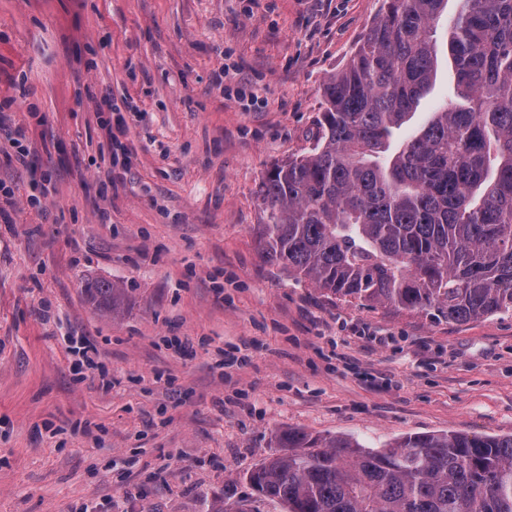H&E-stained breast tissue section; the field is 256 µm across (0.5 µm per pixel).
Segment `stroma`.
Returning <instances> with one entry per match:
<instances>
[{"label":"stroma","mask_w":512,"mask_h":512,"mask_svg":"<svg viewBox=\"0 0 512 512\" xmlns=\"http://www.w3.org/2000/svg\"><path fill=\"white\" fill-rule=\"evenodd\" d=\"M380 5L0 0V111L29 136L26 162L0 148V512H283L246 479L277 432L512 434V311L330 300L260 254V183L312 147ZM457 11L405 133L456 100ZM93 280L119 288L113 313ZM67 333L97 349L78 374Z\"/></svg>","instance_id":"obj_1"}]
</instances>
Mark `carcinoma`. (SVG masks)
I'll return each mask as SVG.
<instances>
[{"label":"carcinoma","instance_id":"obj_1","mask_svg":"<svg viewBox=\"0 0 512 512\" xmlns=\"http://www.w3.org/2000/svg\"><path fill=\"white\" fill-rule=\"evenodd\" d=\"M458 105L391 151L434 82L448 0H382L323 86L321 135L259 188L261 253L347 302L450 323L512 310V0H458ZM99 306L119 291L86 284ZM247 476L286 512H512V434L419 433L383 448L301 430Z\"/></svg>","mask_w":512,"mask_h":512}]
</instances>
